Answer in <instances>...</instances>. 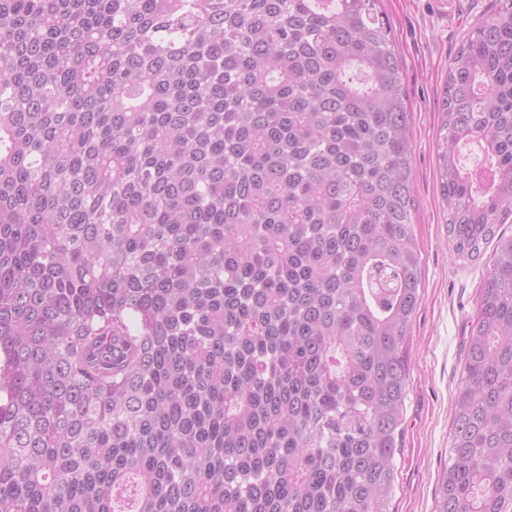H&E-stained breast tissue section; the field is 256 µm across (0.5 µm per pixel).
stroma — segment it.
<instances>
[{"label": "stroma", "mask_w": 512, "mask_h": 512, "mask_svg": "<svg viewBox=\"0 0 512 512\" xmlns=\"http://www.w3.org/2000/svg\"><path fill=\"white\" fill-rule=\"evenodd\" d=\"M499 0H381L403 66L411 106L415 234L420 302L409 333L408 396L396 457L391 512H433L448 466L453 396L461 380L468 326L477 312L492 245L478 260L455 258L436 170L438 105L448 65L464 34Z\"/></svg>", "instance_id": "1"}]
</instances>
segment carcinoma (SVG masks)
<instances>
[{"label":"carcinoma","mask_w":512,"mask_h":512,"mask_svg":"<svg viewBox=\"0 0 512 512\" xmlns=\"http://www.w3.org/2000/svg\"><path fill=\"white\" fill-rule=\"evenodd\" d=\"M441 107L497 242L436 512H512V0ZM413 211L379 0H0V512H390Z\"/></svg>","instance_id":"obj_1"}]
</instances>
